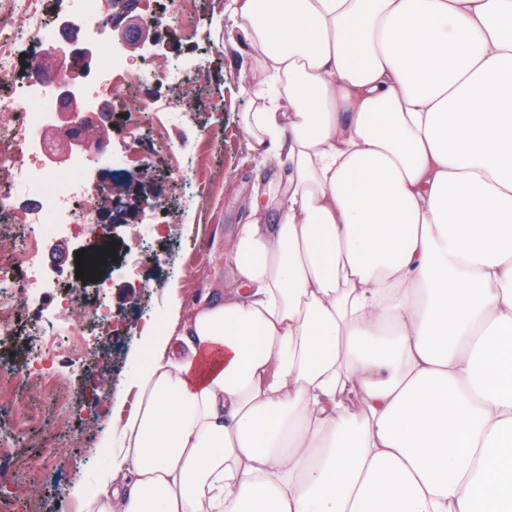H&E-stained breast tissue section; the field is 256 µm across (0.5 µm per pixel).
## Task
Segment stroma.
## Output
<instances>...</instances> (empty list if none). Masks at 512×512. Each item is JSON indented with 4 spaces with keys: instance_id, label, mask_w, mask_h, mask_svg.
Returning <instances> with one entry per match:
<instances>
[{
    "instance_id": "35a3bbf8",
    "label": "stroma",
    "mask_w": 512,
    "mask_h": 512,
    "mask_svg": "<svg viewBox=\"0 0 512 512\" xmlns=\"http://www.w3.org/2000/svg\"><path fill=\"white\" fill-rule=\"evenodd\" d=\"M225 0H195L190 16L173 15L162 35V54L187 51L189 45L208 50L200 75L171 88L169 95L179 106L178 115L166 120L165 147L156 154L135 152L136 142L154 138L155 114L129 126L122 112H115L117 128L113 148L131 156L132 166H147L158 199L166 203V226L152 235L157 215L144 209L138 222L122 228V239L103 270L112 286L106 302L118 323L117 329L89 332L84 349L89 364L72 382L76 407L83 424L74 447L52 452L29 449L32 464L50 460L53 478L37 479L17 471L12 461L0 466V498L19 495L40 503L42 512H76L84 483L93 482L100 469L93 457L104 447L113 427L123 419L113 407L117 390L132 373V360L141 354L142 338L149 335L148 317L155 308L167 307L171 293H178L183 315L192 311L211 292L224 286V254L236 224L250 215L248 198L257 180H272L274 162L259 163L241 115L255 111L257 91L265 80L250 65V48L239 35L233 18L224 10ZM192 30V43H185V30ZM250 94H241V87ZM216 134L205 169H198L197 156L205 135ZM107 239L76 234L51 243L49 260L64 258L63 267L47 271L50 283L76 274V255L107 246ZM138 287H129L130 278Z\"/></svg>"
}]
</instances>
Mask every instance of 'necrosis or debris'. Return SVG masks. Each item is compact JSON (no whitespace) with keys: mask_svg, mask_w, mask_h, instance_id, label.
<instances>
[{"mask_svg":"<svg viewBox=\"0 0 512 512\" xmlns=\"http://www.w3.org/2000/svg\"><path fill=\"white\" fill-rule=\"evenodd\" d=\"M45 0H19L23 33L15 38L0 37V84L14 86L12 95L0 99V210L22 202L27 216L12 224L13 246L7 261L0 262V348L25 344L28 361L16 371L0 364V396L10 395V405L0 406V427H11L17 445H27L28 429L40 418L36 406L16 396L15 386L34 382L54 414L63 418L66 431H73L78 417L68 404L66 375L81 361L79 351L60 344L62 327L85 335L88 326L112 325L110 310L99 307L81 314L79 305L86 292L82 282L68 285L58 296L51 314H44L42 299L46 278L41 259L46 243L70 226L96 232L95 200L98 186L87 177L99 169L114 175L124 172L125 158L94 147L70 155L64 168L50 167L52 151L42 137L55 118L59 102L47 96L45 84L33 68L39 58L55 51L62 42L64 26L83 31L92 48V62L82 77L84 101L89 111H98L102 101L120 100L128 123L139 122L145 113L159 109V97L139 98L135 88L177 86L199 69L194 54L172 58L164 70L154 66V55L142 57L131 67L104 33L112 18L101 0H69L67 12L53 20L44 17ZM33 46L22 55L20 44Z\"/></svg>","mask_w":512,"mask_h":512,"instance_id":"obj_1","label":"necrosis or debris"}]
</instances>
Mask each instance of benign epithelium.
Wrapping results in <instances>:
<instances>
[{"instance_id":"benign-epithelium-1","label":"benign epithelium","mask_w":512,"mask_h":512,"mask_svg":"<svg viewBox=\"0 0 512 512\" xmlns=\"http://www.w3.org/2000/svg\"><path fill=\"white\" fill-rule=\"evenodd\" d=\"M107 8L112 10V41L121 49L135 52L159 42L156 30L141 21V0H107ZM89 61L88 51L74 48L67 54L42 57L36 72L55 76L68 70L77 77L84 74ZM76 86L77 82L73 80L60 92L62 107L57 124L51 127L47 135V140L54 145L56 162L63 161L75 149L87 148L93 138L99 145L108 142L107 124L96 115L83 111ZM146 172V168L139 169L120 188L111 186L107 174H100L103 187L101 195L112 196L110 206L100 211L101 218L108 227L115 230L137 219L139 204L144 199Z\"/></svg>"}]
</instances>
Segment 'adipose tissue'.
<instances>
[{"instance_id":"1","label":"adipose tissue","mask_w":512,"mask_h":512,"mask_svg":"<svg viewBox=\"0 0 512 512\" xmlns=\"http://www.w3.org/2000/svg\"><path fill=\"white\" fill-rule=\"evenodd\" d=\"M225 9L279 174L81 512H512V0Z\"/></svg>"}]
</instances>
